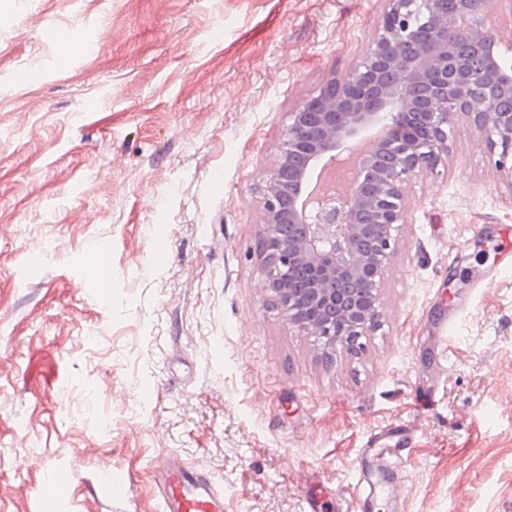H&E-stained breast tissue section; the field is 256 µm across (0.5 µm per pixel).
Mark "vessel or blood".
Here are the masks:
<instances>
[{
    "label": "vessel or blood",
    "instance_id": "obj_1",
    "mask_svg": "<svg viewBox=\"0 0 512 512\" xmlns=\"http://www.w3.org/2000/svg\"><path fill=\"white\" fill-rule=\"evenodd\" d=\"M380 439L394 443L395 453H403L412 440L411 430L403 424H389ZM158 479L159 512H224V492L206 473L183 461L179 455L166 453L155 464ZM108 498H123L129 481L121 473H105L101 479Z\"/></svg>",
    "mask_w": 512,
    "mask_h": 512
}]
</instances>
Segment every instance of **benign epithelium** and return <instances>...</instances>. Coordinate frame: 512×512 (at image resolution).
<instances>
[{"instance_id":"obj_1","label":"benign epithelium","mask_w":512,"mask_h":512,"mask_svg":"<svg viewBox=\"0 0 512 512\" xmlns=\"http://www.w3.org/2000/svg\"><path fill=\"white\" fill-rule=\"evenodd\" d=\"M467 0H387L364 55L289 123L261 187L256 243L267 300L329 356L358 354L382 326L381 288L414 178L448 159V125L470 118L512 177V91L503 45ZM354 164L351 193L309 187L310 171Z\"/></svg>"}]
</instances>
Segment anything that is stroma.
Masks as SVG:
<instances>
[{
    "instance_id": "obj_1",
    "label": "stroma",
    "mask_w": 512,
    "mask_h": 512,
    "mask_svg": "<svg viewBox=\"0 0 512 512\" xmlns=\"http://www.w3.org/2000/svg\"><path fill=\"white\" fill-rule=\"evenodd\" d=\"M386 8L0 0V512H157L167 449L224 512H305L325 487L354 512H512V264L492 246L512 182L478 128L454 116L447 164L409 187L360 355L288 328L254 255L289 112ZM422 392L434 409L414 410ZM393 422L414 432L401 460L367 447ZM105 463L129 498L99 493ZM60 468L65 503L37 493Z\"/></svg>"
}]
</instances>
